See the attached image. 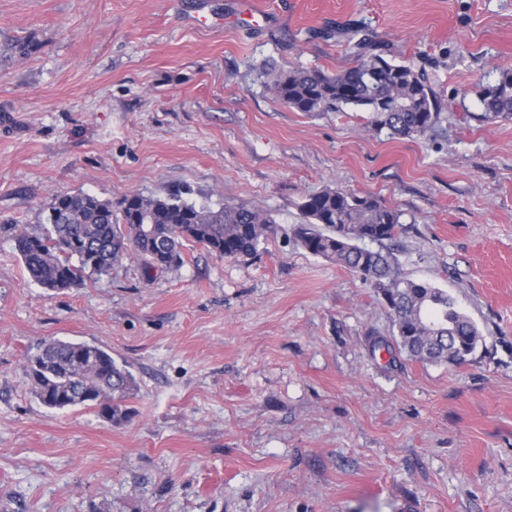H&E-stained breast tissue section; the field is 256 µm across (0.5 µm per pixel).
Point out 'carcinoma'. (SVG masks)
I'll return each mask as SVG.
<instances>
[{"label": "carcinoma", "mask_w": 512, "mask_h": 512, "mask_svg": "<svg viewBox=\"0 0 512 512\" xmlns=\"http://www.w3.org/2000/svg\"><path fill=\"white\" fill-rule=\"evenodd\" d=\"M352 62L334 73L262 66L257 78L286 106L306 113H369L368 124L392 138L425 136L439 123L442 104L424 72L391 58L390 49L365 34L350 40ZM480 122L512 119V71L480 93ZM170 189L163 197L125 195L117 204L86 192L54 197L42 234L15 231V247L31 281L49 291L82 284L86 275H106L132 256L145 273L183 263L184 249L199 245L221 258L254 255L276 234L271 214L243 204L214 209ZM298 245L359 274L390 308L393 341L409 358L426 363L462 364L482 336L448 292L402 275L398 260L385 249L402 226V213L370 195L327 186L305 196ZM377 248H372V245ZM26 374L45 407L93 406L115 424L125 421L124 402L137 388L133 374L104 349L58 339L42 343L27 357Z\"/></svg>", "instance_id": "cac0c4a2"}]
</instances>
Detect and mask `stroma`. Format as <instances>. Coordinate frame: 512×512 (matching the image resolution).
I'll use <instances>...</instances> for the list:
<instances>
[{"mask_svg": "<svg viewBox=\"0 0 512 512\" xmlns=\"http://www.w3.org/2000/svg\"><path fill=\"white\" fill-rule=\"evenodd\" d=\"M238 2L0 0V512H512V120L473 118L512 69V0H247L254 23ZM202 5L223 25H195ZM351 28L425 69L433 135L295 111L251 71L336 72L347 41L322 33ZM175 184L279 232L152 279L136 258L63 292L28 278L13 231L43 233L55 195ZM327 186L402 212L390 248L478 328L467 362L371 352L381 295L293 238ZM51 338L128 366L127 421L34 397Z\"/></svg>", "mask_w": 512, "mask_h": 512, "instance_id": "35a3bbf8", "label": "stroma"}]
</instances>
